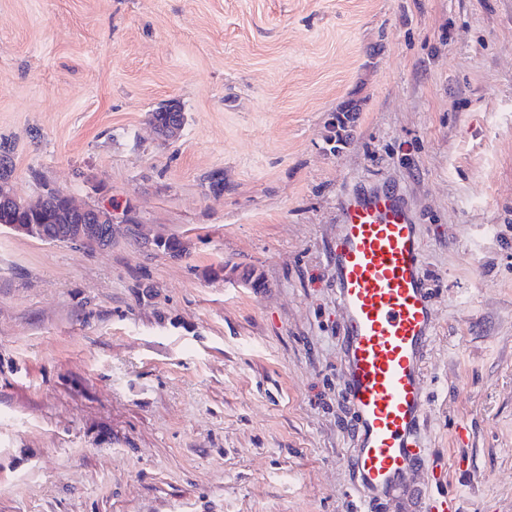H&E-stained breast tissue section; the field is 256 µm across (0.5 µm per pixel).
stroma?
I'll return each instance as SVG.
<instances>
[{"instance_id": "1", "label": "stroma", "mask_w": 512, "mask_h": 512, "mask_svg": "<svg viewBox=\"0 0 512 512\" xmlns=\"http://www.w3.org/2000/svg\"><path fill=\"white\" fill-rule=\"evenodd\" d=\"M0 142L188 249L0 226V512H355L327 265L375 184L436 314L413 483L512 512V0H0ZM160 110L162 112H152L151 113V123L158 122L162 123L159 127H156V130L160 137L162 138H171L175 139L179 137L183 125L180 122V117L175 112H182L181 108L175 104V103H169L167 105H163ZM165 112H171L172 114L168 117L167 120V113ZM167 120V121H166ZM166 121V122H165ZM164 122V123H163ZM351 102L347 103L343 108L340 109L338 115L335 116L337 121L338 130L335 134V144L332 149H340V146H344L348 143L350 131L354 123L356 112L358 108L356 105L351 106ZM342 114V117L340 116Z\"/></svg>"}]
</instances>
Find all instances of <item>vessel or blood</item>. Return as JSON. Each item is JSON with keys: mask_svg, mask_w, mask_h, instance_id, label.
I'll return each mask as SVG.
<instances>
[{"mask_svg": "<svg viewBox=\"0 0 512 512\" xmlns=\"http://www.w3.org/2000/svg\"><path fill=\"white\" fill-rule=\"evenodd\" d=\"M422 237L389 187L357 191L341 210L333 279L346 316L345 396L356 430L350 465L362 512L409 496L426 454L423 364L436 332L421 273ZM455 495L432 493L418 512H458Z\"/></svg>", "mask_w": 512, "mask_h": 512, "instance_id": "vessel-or-blood-1", "label": "vessel or blood"}]
</instances>
